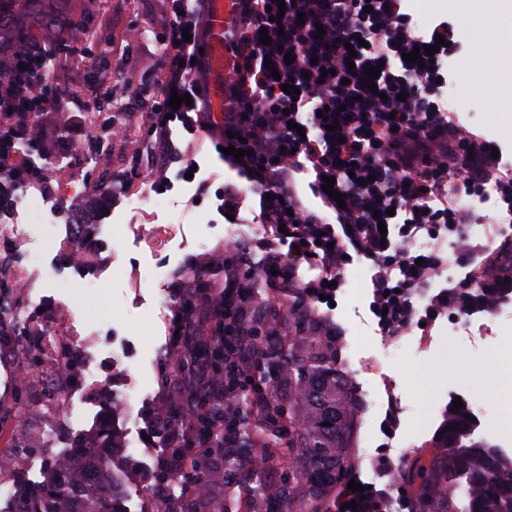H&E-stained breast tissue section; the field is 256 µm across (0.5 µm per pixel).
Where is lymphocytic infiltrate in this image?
<instances>
[{
    "mask_svg": "<svg viewBox=\"0 0 512 512\" xmlns=\"http://www.w3.org/2000/svg\"><path fill=\"white\" fill-rule=\"evenodd\" d=\"M184 2L170 0L156 61L161 88L146 107L145 140L158 156L175 153L177 121L187 134L206 132L215 146L244 149L242 158L225 156L224 165L245 180V189L228 184L217 197L225 210L241 208L244 193L257 197L258 246L271 261L250 263L243 243L228 241L223 288L177 281L169 290L177 316L172 329L181 340L196 334L202 340L172 366L196 389L181 410L158 421L168 443L159 474L164 485L187 470L205 479L204 461L217 447L245 446L242 425L267 421L258 398L248 413L224 412L240 382L256 375L259 331L244 320L256 288L265 290L268 310L294 289L311 307L336 295L348 261L371 260L370 310L385 336L420 323L433 328L447 313L492 314L512 301V232L496 247L470 244L464 226L471 214L449 194L454 178L471 198L493 187L502 220L512 224V164L494 158L493 142L441 101L445 61L461 49L454 23L416 33L404 0H284L282 13L272 0H234L239 30L226 45L224 110L209 117L201 94L209 0L192 13ZM439 34L446 41L440 52L420 64L405 61ZM49 61L36 42L0 45V210L42 177L35 159L47 154V134L39 117L62 111L64 101L49 80ZM375 67L380 73L373 79ZM287 85L298 96L285 94ZM176 93L190 94L192 105L170 107ZM327 177L334 180L330 194L322 187ZM422 236L427 245L415 248ZM448 241L468 268L464 277L446 273ZM303 265L318 272L305 284L297 281ZM197 309L208 312L205 327L190 318Z\"/></svg>",
    "mask_w": 512,
    "mask_h": 512,
    "instance_id": "lymphocytic-infiltrate-1",
    "label": "lymphocytic infiltrate"
}]
</instances>
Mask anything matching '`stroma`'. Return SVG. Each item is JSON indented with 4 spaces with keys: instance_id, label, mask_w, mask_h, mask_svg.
I'll use <instances>...</instances> for the list:
<instances>
[{
    "instance_id": "35a3bbf8",
    "label": "stroma",
    "mask_w": 512,
    "mask_h": 512,
    "mask_svg": "<svg viewBox=\"0 0 512 512\" xmlns=\"http://www.w3.org/2000/svg\"><path fill=\"white\" fill-rule=\"evenodd\" d=\"M42 8L46 19L24 25L20 35L51 47L69 23H85L95 38L98 66L112 74L113 96L127 104V135L89 138L97 125L96 92L78 55H55L50 78L65 92L66 109L41 117L53 133L46 181L31 185L28 211L10 218L0 214V255L10 257L26 284L16 298L19 321L45 322L55 361L94 360L99 383L89 385L78 370L53 383L33 376L23 387L13 386L5 368L12 350L0 349V452L35 464L31 472L6 474L12 495L0 494V512H16V490L46 483L61 452L97 446L99 421L108 410L118 447L103 449L102 455L122 497L135 512H150L167 455L165 437L152 431L161 414L184 401L170 380L178 352L170 334L168 289L178 279L223 285L224 272L212 259L232 236L249 246L252 262L264 259L255 246L261 228L250 221L257 202L246 197L236 223L217 213L214 196L192 205L201 182L217 187L236 175L225 169L206 135L190 139L180 123L172 125L178 155L162 161L141 149L143 103L156 95L160 80L144 62L155 51L154 33L169 26V0H44ZM405 8L423 32L443 20L457 23L462 49L448 63V98L457 105L458 119L498 144L504 161L512 162V114L494 108L467 66L478 46L467 17L448 0H406ZM133 23L143 36L128 43L123 36ZM190 159L200 167L195 181L179 180L178 171ZM100 182L107 196L91 214L85 202ZM75 216L93 225L101 251L95 269L78 268L67 256ZM372 275L369 261H354L334 304L306 319V335L330 336L345 345L337 368L356 403L351 472L379 489L389 482L403 487L402 475L416 456L440 441L457 398L463 413L473 417L470 439L512 458V418L502 408L493 363L512 348V305L495 315L441 318L428 336L415 328L391 338L380 335L369 311ZM131 386L143 400L125 418L114 408ZM393 404L399 423L388 435L385 419ZM247 455L243 448L235 453L241 466L233 484L213 485L205 499L186 498L187 512H202L208 502H239L247 488L287 480L296 469L289 458L250 469L243 465Z\"/></svg>"
}]
</instances>
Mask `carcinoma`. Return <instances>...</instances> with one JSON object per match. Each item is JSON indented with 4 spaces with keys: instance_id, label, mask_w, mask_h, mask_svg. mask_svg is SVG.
<instances>
[{
    "instance_id": "obj_1",
    "label": "carcinoma",
    "mask_w": 512,
    "mask_h": 512,
    "mask_svg": "<svg viewBox=\"0 0 512 512\" xmlns=\"http://www.w3.org/2000/svg\"><path fill=\"white\" fill-rule=\"evenodd\" d=\"M304 320L288 314L291 334L280 337L279 348L259 350L260 373L271 384L267 405L271 423L261 434L251 433L252 451L264 460L297 457L298 477L275 489L259 485L248 497L245 512H330L327 491L349 463L353 400L347 383L336 372V349L301 335ZM448 490L429 477L442 455L434 450L417 457L405 475L422 512H512V468L492 448L467 446L457 432L448 433ZM78 482L83 496L75 512H116L117 481L100 469L66 480ZM62 504L70 493L51 482L41 490L18 492V512H46L42 502Z\"/></svg>"
}]
</instances>
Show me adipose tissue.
I'll list each match as a JSON object with an SVG mask.
<instances>
[{"label": "adipose tissue", "mask_w": 512, "mask_h": 512, "mask_svg": "<svg viewBox=\"0 0 512 512\" xmlns=\"http://www.w3.org/2000/svg\"><path fill=\"white\" fill-rule=\"evenodd\" d=\"M482 19L488 22L498 46L487 55L485 65L491 73V84L486 93L495 107L512 108V55L503 51L512 44V0H471Z\"/></svg>", "instance_id": "ef3b65f1"}]
</instances>
